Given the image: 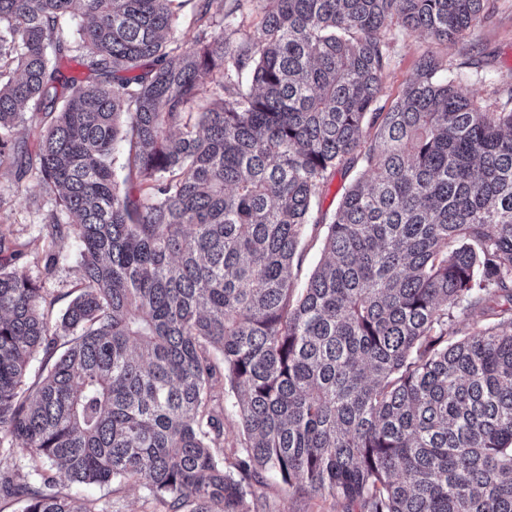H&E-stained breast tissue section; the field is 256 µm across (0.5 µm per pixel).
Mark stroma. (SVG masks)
Segmentation results:
<instances>
[{
    "label": "stroma",
    "mask_w": 512,
    "mask_h": 512,
    "mask_svg": "<svg viewBox=\"0 0 512 512\" xmlns=\"http://www.w3.org/2000/svg\"><path fill=\"white\" fill-rule=\"evenodd\" d=\"M391 45V63L385 74L382 105H390L402 86L416 72L420 55L429 47L427 36L399 24L387 31ZM438 53L450 64V78L461 83L475 101L487 99L493 88L512 86V0H490L488 18L478 27L464 32ZM56 208L55 195L34 176L16 179L13 172L0 168V227L9 230L18 250L12 267L23 270L39 281L52 316H60L73 297L80 277V243L68 237L55 248L57 261L45 269L46 248L44 218ZM214 405L224 421V459L233 463L241 439L237 399L229 389H216ZM62 492L93 499L107 512H159V504L138 485L98 486L77 484L59 476ZM258 512H344L341 502L328 494L313 493L285 486L274 474L262 476L258 488Z\"/></svg>",
    "instance_id": "stroma-1"
}]
</instances>
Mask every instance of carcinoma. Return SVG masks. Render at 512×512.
Listing matches in <instances>:
<instances>
[{
	"mask_svg": "<svg viewBox=\"0 0 512 512\" xmlns=\"http://www.w3.org/2000/svg\"><path fill=\"white\" fill-rule=\"evenodd\" d=\"M234 2L252 33L208 32L233 12L199 0L173 61L184 0H0V166L56 195L50 246L81 242L55 320L0 260V498L106 512L57 468L162 512H253L270 472L358 512H512V89L478 103L428 51L378 105L393 21L447 44L488 0ZM29 112L34 160L14 143ZM37 352L54 363L27 388ZM196 3L197 0L186 2L179 13V20L174 33L175 40L181 45V49L177 53L192 47L195 36H197V24L193 20V15L197 9ZM358 170V168L354 169L349 177L345 180H342L339 175L336 176V178L333 180L329 190L321 199V210L322 212L327 213V216H331L335 212L342 193L344 192L345 188L348 187L351 178ZM321 238L322 234L308 237L301 245V263L298 270L294 267L299 283L307 280L322 257ZM214 396L213 404L221 412L224 421V464L231 466L241 439L237 399L227 386L224 389L218 387ZM59 489L64 493L97 500L108 512H160L161 506L138 485L126 484L100 487L95 484L70 482L58 473Z\"/></svg>",
	"mask_w": 512,
	"mask_h": 512,
	"instance_id": "cac0c4a2",
	"label": "carcinoma"
}]
</instances>
